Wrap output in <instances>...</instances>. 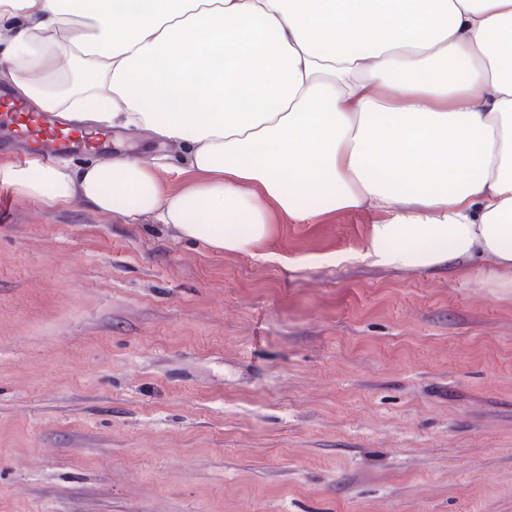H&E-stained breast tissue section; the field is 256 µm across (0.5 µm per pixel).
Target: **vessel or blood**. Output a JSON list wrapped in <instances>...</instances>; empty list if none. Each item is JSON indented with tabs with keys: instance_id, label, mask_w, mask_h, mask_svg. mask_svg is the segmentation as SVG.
<instances>
[{
	"instance_id": "vessel-or-blood-1",
	"label": "vessel or blood",
	"mask_w": 512,
	"mask_h": 512,
	"mask_svg": "<svg viewBox=\"0 0 512 512\" xmlns=\"http://www.w3.org/2000/svg\"><path fill=\"white\" fill-rule=\"evenodd\" d=\"M24 141L38 145L46 157L58 154L77 155L88 150L110 153L112 146L107 137L96 139L82 135L69 124L12 102L8 92L0 90V128Z\"/></svg>"
}]
</instances>
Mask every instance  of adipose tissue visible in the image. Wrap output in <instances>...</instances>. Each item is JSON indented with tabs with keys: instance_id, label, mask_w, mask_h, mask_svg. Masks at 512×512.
Masks as SVG:
<instances>
[{
	"instance_id": "obj_1",
	"label": "adipose tissue",
	"mask_w": 512,
	"mask_h": 512,
	"mask_svg": "<svg viewBox=\"0 0 512 512\" xmlns=\"http://www.w3.org/2000/svg\"><path fill=\"white\" fill-rule=\"evenodd\" d=\"M0 82L40 112L183 151L0 182L49 206L152 216L222 252L275 214H380L365 256L512 273V0H0Z\"/></svg>"
}]
</instances>
